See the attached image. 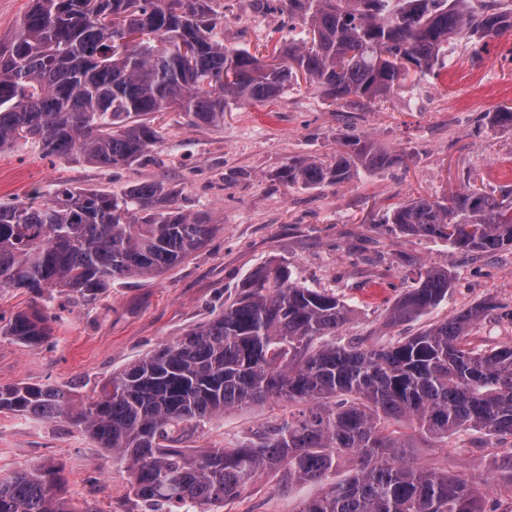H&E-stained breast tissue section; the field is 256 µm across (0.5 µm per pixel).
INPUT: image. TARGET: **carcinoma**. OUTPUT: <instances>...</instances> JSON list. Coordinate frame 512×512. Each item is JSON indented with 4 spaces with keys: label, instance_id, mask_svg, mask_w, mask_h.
<instances>
[{
    "label": "carcinoma",
    "instance_id": "1",
    "mask_svg": "<svg viewBox=\"0 0 512 512\" xmlns=\"http://www.w3.org/2000/svg\"><path fill=\"white\" fill-rule=\"evenodd\" d=\"M302 28L276 49L288 65L212 38L214 0H33L0 47V152L35 143L44 156L99 167L132 166L161 137L157 115L178 110L194 126L224 124L234 102L275 100L303 76L355 110L391 97L434 70L450 42L474 46L512 30L501 0H279ZM404 163L357 136L330 157L288 161L274 178L313 189L359 171ZM380 223L405 236L442 239L463 253L512 247V204L470 182L440 200L410 197ZM217 230L186 214L158 182L121 196L60 186L0 205V291H56L85 303L112 283L154 277L183 262ZM448 272L419 276L391 313L394 324L430 313ZM487 300L383 346L327 341L352 310L336 293L295 282L288 265L253 270L224 310L74 399L49 384L0 386V413L64 422L93 439L129 474V495L166 512L232 504L263 473L321 485L298 512H512L461 472L410 460L404 419L427 437L462 429L512 437V343L471 347ZM34 306L0 334L30 347L51 335ZM274 403L284 416L222 448L180 444L230 409ZM344 455L354 472L331 483ZM52 463L0 474V512H75Z\"/></svg>",
    "mask_w": 512,
    "mask_h": 512
}]
</instances>
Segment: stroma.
<instances>
[{
  "mask_svg": "<svg viewBox=\"0 0 512 512\" xmlns=\"http://www.w3.org/2000/svg\"><path fill=\"white\" fill-rule=\"evenodd\" d=\"M224 18L214 34L225 46L253 50L287 42L293 20L278 0H216ZM512 107V30L473 54L457 41L436 68L387 101L354 111L327 99L305 80L288 84L273 102L231 103L220 127L192 126L163 113L161 139L138 164L98 167L58 162L29 144L0 153V204L35 189L61 185L115 194L156 181L175 191L182 212L210 213L219 231L195 255L151 278L124 279L87 305L58 293L42 309L53 333L39 348L0 335V386L54 384L79 397L93 394L128 363L176 341L207 321L257 267L286 262L296 282L326 288L353 310L340 342L364 336L384 344L408 336L459 309L495 298L474 342L512 341V247L464 254L448 243L407 237L376 220L411 196L441 197L473 176L486 189H512V128L488 126L485 113ZM368 136L376 147L407 153L406 166L362 172L340 186L306 190L274 180L289 159L330 156L342 134ZM448 271V296L431 313L397 327L389 314L420 273ZM269 407L214 418L194 437L199 446L240 442L272 421ZM484 436L458 432L415 437L407 455L420 464L462 471L478 486L498 477V456L512 448L483 446ZM52 462L64 469V495L75 512H142L129 500L128 475L88 436L67 423L0 414V470ZM316 485L260 478L231 512H298Z\"/></svg>",
  "mask_w": 512,
  "mask_h": 512,
  "instance_id": "1",
  "label": "stroma"
}]
</instances>
